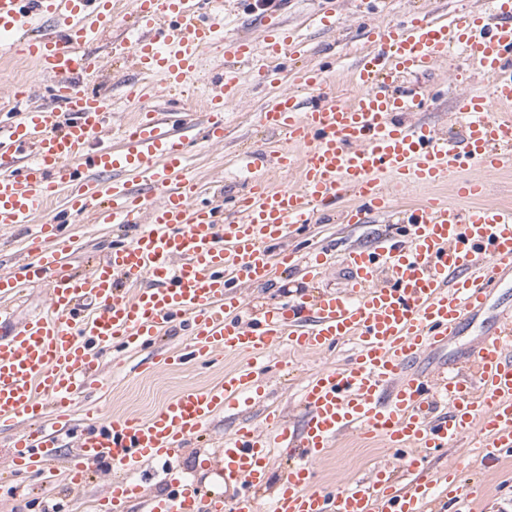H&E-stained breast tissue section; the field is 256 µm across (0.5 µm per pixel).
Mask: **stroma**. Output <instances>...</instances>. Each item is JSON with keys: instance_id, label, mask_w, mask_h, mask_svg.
I'll use <instances>...</instances> for the list:
<instances>
[{"instance_id": "35a3bbf8", "label": "stroma", "mask_w": 512, "mask_h": 512, "mask_svg": "<svg viewBox=\"0 0 512 512\" xmlns=\"http://www.w3.org/2000/svg\"><path fill=\"white\" fill-rule=\"evenodd\" d=\"M269 2L249 0L246 9L225 17L222 41L204 55L200 71L193 80L191 110L196 116L205 114L211 79L223 70L225 54L232 41L243 37L260 40V20L268 13ZM489 6L490 0H288L275 20L297 32L302 50L289 58L286 78L293 85L302 70L319 67L328 75L325 92L351 98L354 89L348 76L358 58L370 49L367 41L370 27L388 24L412 11L449 18L460 11L485 10ZM317 11L334 15V26L329 29L316 26L312 16ZM125 37L122 24L115 23L102 29L88 46L104 66V77L96 89L107 97L111 105L112 143L116 146L121 143V130L132 122L141 107L147 106L164 114L172 111L167 97L153 91L140 102L127 99L125 87L128 82L136 80L137 75L113 55L114 47ZM416 81L425 87L438 89L440 96L426 111L409 113L407 123L430 125L450 135L459 134L462 129L461 120L452 111L455 96L464 92H483L486 85L481 74L456 59L417 76ZM19 83L31 87L36 103L49 102L50 83L37 73L31 63L17 55L0 56V113L12 108L11 90ZM280 89V83L271 81L259 86L248 73H240L237 96L226 108L229 129L223 143L205 142L199 129L188 131L187 138L192 144L188 168L204 187V200L222 204L243 190L245 175L237 163L243 151L274 149L275 143L259 126L257 115ZM353 201L351 194H343L336 204L318 213L315 223L298 229L289 241L290 246L305 251L327 245L340 254L351 247L370 244L382 235L395 242L405 240V225L390 224L380 217L369 224L342 223L341 213ZM35 230L32 224L0 227V272L12 271L30 262L29 243ZM71 230L80 243L70 259V267L76 272L84 271L103 258L117 239L109 224L75 223ZM346 278V271L338 264L313 285L303 267L299 266L288 271L273 270L266 283L244 284L238 291L245 304L250 306L281 307L293 303L313 287L320 291L341 290ZM504 307H512L510 274L503 276L498 288L493 290L487 307L467 321L448 346L422 355L415 365L416 370L432 371L446 362L449 355L470 346L492 324L497 310ZM187 339V331L177 326L156 344L132 351L121 360L104 356L101 383L82 394L80 404L101 406L111 415L148 417L179 392L206 386L239 363L238 358L226 355L205 368L195 364L164 365V358ZM353 353V344L347 341L327 353L284 348L270 356L268 368L260 376L266 389L264 401L218 414L206 435L194 441L178 458L183 477L197 481L200 486L202 512H207L208 499L219 483L218 476L201 465L209 442L219 441L232 433L245 419L256 426H263L264 412L270 406L278 408L292 423H300L304 413L300 404L301 390L312 373L326 366L344 365ZM11 441V430L1 429L0 512H41L47 501L58 503L60 512H84L86 504L104 496L111 478L104 467L93 471L82 487L70 489L62 485L51 492L45 490L35 476H14L11 472ZM397 462L396 455L384 448L381 442L348 435L340 438L326 457L316 461L313 470L318 485L339 489L366 477L375 464L394 465ZM426 466L433 472H444L451 466L460 467L463 485L481 484L486 487V496H477L467 502V512H512V455L485 466L477 463L468 440L464 439L432 453Z\"/></svg>"}]
</instances>
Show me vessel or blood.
Segmentation results:
<instances>
[{
  "instance_id": "obj_1",
  "label": "vessel or blood",
  "mask_w": 512,
  "mask_h": 512,
  "mask_svg": "<svg viewBox=\"0 0 512 512\" xmlns=\"http://www.w3.org/2000/svg\"><path fill=\"white\" fill-rule=\"evenodd\" d=\"M205 2L132 0L129 27L138 37L119 53L163 89L182 93L215 38L214 25L201 19ZM114 17L113 0H0V52L32 62L51 79L54 99L35 106L30 89L11 92L16 113L0 126V225L33 223L64 191L72 220L136 229L76 274L68 258L77 239L50 218L31 242L34 262L0 274V298L26 284H51L43 315L17 324L0 310V425L14 431L15 471L52 476L58 448L71 444L65 469L72 486L100 463L117 468L105 512H129L140 499L148 512H197L200 488L180 475L178 453L224 409L263 398L255 363L284 346L323 352L348 339L356 345L354 357L316 371L304 386L300 426L273 411L264 427L246 421L225 436L213 463L234 496L229 504L212 498L211 512H430L439 493L448 512H463L458 474L434 476L423 463L465 435L484 462L512 453V311L499 316L471 353L432 377L411 366L422 353L447 345L483 308L491 286L512 273V207L466 210L430 200L400 210L380 178L406 186L449 181L458 198L470 199L482 191L473 168L494 172L512 162V0H492L489 11H465L448 22L416 12L372 27L376 47L351 72L357 90L351 100L323 93L325 71L305 70L300 91L282 92L260 112V126L282 143L247 153L255 179L228 210L198 201L200 184L188 173L184 147L189 117L174 129L158 112L138 113L122 132L121 149L112 148L110 105L87 89L102 71L87 46ZM44 19L51 27L34 33ZM298 46L297 36L274 22L262 45L232 44L235 66L215 80L206 102L208 142L224 141V109L236 95L239 69L267 82L273 72L266 59ZM457 54L489 78L484 92L455 100L454 112L466 119L462 139L400 123L398 114L424 108L429 95L394 87V79L426 73ZM270 169L296 170L298 179L271 185L259 177ZM126 172L142 175L159 204L131 188ZM348 192L357 203L346 212L347 223L391 214L406 225L405 242L395 246L381 236L371 247L351 248L346 289L303 294L243 318L236 284L257 285L271 268L297 264L309 279L321 277L331 249L301 256L270 245ZM177 320L190 339L167 364L225 353L241 358V366L217 383L173 396L145 420L87 408L82 430L72 433L76 399L98 382L103 355L115 345L150 346ZM350 432L406 453L411 485L401 486L397 471L387 467L337 492L315 485L313 462ZM275 449L291 464L263 500ZM152 461L164 463L171 486L148 499L134 475Z\"/></svg>"
}]
</instances>
